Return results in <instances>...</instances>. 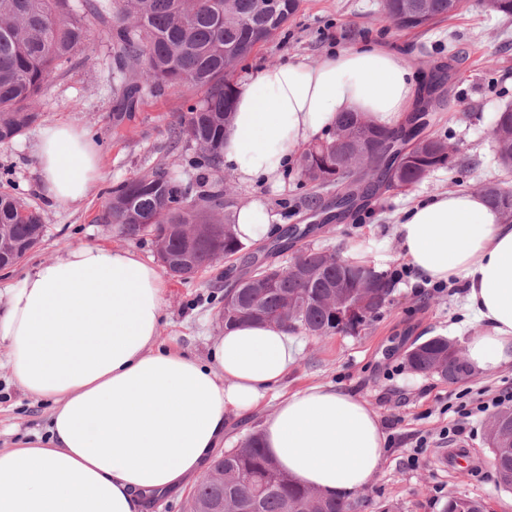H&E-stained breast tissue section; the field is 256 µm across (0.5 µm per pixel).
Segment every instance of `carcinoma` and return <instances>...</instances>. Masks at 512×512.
I'll use <instances>...</instances> for the list:
<instances>
[{"instance_id": "1", "label": "carcinoma", "mask_w": 512, "mask_h": 512, "mask_svg": "<svg viewBox=\"0 0 512 512\" xmlns=\"http://www.w3.org/2000/svg\"><path fill=\"white\" fill-rule=\"evenodd\" d=\"M112 26L113 59L120 81L118 111L113 125L120 126L123 109L148 90L162 92L190 86L203 96L187 107L169 128L172 144L183 142L195 149L194 163L204 170L206 190L199 201L189 200L191 184L157 167L123 181L108 192L104 219L118 225L127 239L149 236L166 243L159 256L165 273L189 281L222 258L243 249L236 236L234 193L220 177L224 127L231 121L236 86L233 62L249 56L256 47L271 42L297 13L300 0H120ZM465 0H382V14L400 29L428 30L455 15ZM103 13L101 0H88L81 13L71 0H0V143H8L40 118L36 104L49 80L72 57L96 50L89 17ZM403 127L381 128L364 117L347 112L322 139L308 145L297 158L303 182L334 194L330 208L341 220L356 211L354 191L364 188V198L399 180L408 188L431 171L450 165L448 138L434 135L426 147L401 153ZM492 139L500 165L512 171V104L494 113ZM348 135L373 152L370 163L358 167L341 158L339 135ZM482 194L512 221V189L485 184ZM203 225L207 236L187 242L185 229ZM45 232L41 214L17 196L0 192V269L10 266L38 245ZM326 250H298L267 285L261 276L268 262L253 263L224 289L218 318L226 325L276 322L292 332L311 336L355 335L353 326H342L324 299L336 289L347 299L362 303L360 329L390 303L393 280L387 272L370 277L373 266L344 258L329 264ZM314 273L309 277L301 273ZM408 367L455 383L471 373L469 363L448 352V338L435 336L415 345L407 354ZM496 416L508 427L488 434L499 488L512 492V406ZM212 469L224 471V480L196 486L189 512H224V503L235 500L239 512H360L365 498L319 496V491L294 483L275 466L263 447L261 434L253 433L236 448L224 452ZM443 512H486L482 500L450 496Z\"/></svg>"}]
</instances>
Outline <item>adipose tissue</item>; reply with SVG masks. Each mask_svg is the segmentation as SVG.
Wrapping results in <instances>:
<instances>
[{"instance_id": "1", "label": "adipose tissue", "mask_w": 512, "mask_h": 512, "mask_svg": "<svg viewBox=\"0 0 512 512\" xmlns=\"http://www.w3.org/2000/svg\"><path fill=\"white\" fill-rule=\"evenodd\" d=\"M420 88L419 73L380 43L265 69L238 90L224 168L247 188L283 187L297 150L339 115L360 112L392 128ZM32 157L59 205L87 198L99 178L93 138L66 122L39 131ZM274 220L251 201L236 214L238 236L261 241ZM397 232L422 279L465 289L480 325L466 343L469 363L512 365V224L482 194L453 191L404 208ZM164 295L151 260L80 245L34 266L0 304L14 385L54 403L46 433L0 448V512H145L154 495L201 475L228 415L257 408L295 366L293 335L264 322L225 328L203 360L162 347ZM262 438L294 480L340 495L372 485L387 445L366 400L321 384L278 397Z\"/></svg>"}]
</instances>
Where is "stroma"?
I'll return each mask as SVG.
<instances>
[{"label": "stroma", "mask_w": 512, "mask_h": 512, "mask_svg": "<svg viewBox=\"0 0 512 512\" xmlns=\"http://www.w3.org/2000/svg\"><path fill=\"white\" fill-rule=\"evenodd\" d=\"M379 0H301L296 16L277 37L257 48L235 69V81L295 58L316 61L330 51L365 41H379L397 50L419 73L428 64L447 61L451 78L441 93L448 100L436 109L430 134H445L455 161L436 169L409 189L387 191L356 217L318 225L310 202L311 187L301 185L296 167H289L283 187H235L237 205L259 199L276 216L270 233L279 238L292 224H311L308 244L344 243L368 250V263L389 271L395 281L392 301L359 335L318 338L297 334L295 368L249 416L235 418L225 448L238 446L259 431L273 411L275 398L315 384L349 389L367 400L380 417L387 437L386 460L365 492L367 512H443L449 496L484 499L489 512H512V493L498 490L492 453L486 439L489 414L472 417L464 434L449 435L460 404L512 388V368L475 372L459 383L410 371L406 355L435 336L464 342L478 325L467 317L460 286L434 288L419 280L401 255L397 233L400 211L412 200L484 183L512 186V172L495 161L489 132L492 116L512 102V16L486 12L480 0H468L458 15L428 31L400 30L382 20ZM115 6L103 17L90 18L97 51L75 55L63 73L50 82L37 104L44 121H66L88 130L98 144L101 176L82 203L62 207L48 200L38 186L31 150L38 133L30 128L0 144V190L20 196L43 217L46 235L38 248L17 265L0 270V290L16 287L39 262L63 256L78 245L124 248L155 258L150 239L128 240L102 220L112 186L156 167L196 182L195 151L187 144L171 148L169 124L187 110L193 89L180 87L141 98L121 128L112 125L117 93L112 80V52L106 42ZM259 250L252 243L231 259L216 263L189 282L166 277L161 339L202 357L224 329L217 318L226 279L244 272ZM49 401L24 395L12 382L8 348L0 345V448H12L27 433L43 430Z\"/></svg>", "instance_id": "obj_1"}]
</instances>
